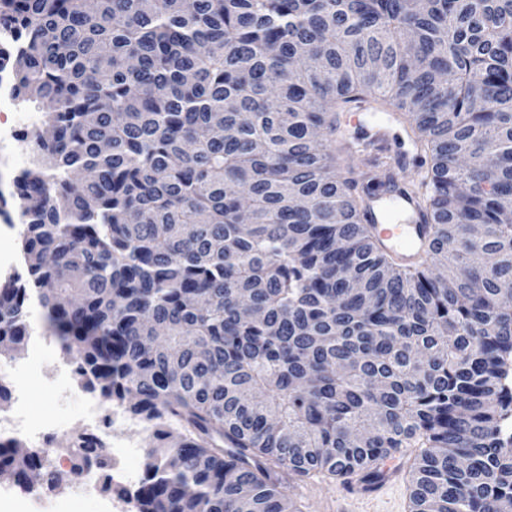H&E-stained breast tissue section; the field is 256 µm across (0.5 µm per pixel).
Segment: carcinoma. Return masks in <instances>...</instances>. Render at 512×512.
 <instances>
[{
  "instance_id": "obj_1",
  "label": "carcinoma",
  "mask_w": 512,
  "mask_h": 512,
  "mask_svg": "<svg viewBox=\"0 0 512 512\" xmlns=\"http://www.w3.org/2000/svg\"><path fill=\"white\" fill-rule=\"evenodd\" d=\"M1 28L43 107L23 265L77 382L155 441L137 512H296L285 480L372 485L408 448L411 512H512V0H0ZM368 96L430 155L412 269L337 161ZM1 473L63 487L14 439Z\"/></svg>"
}]
</instances>
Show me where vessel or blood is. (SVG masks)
Segmentation results:
<instances>
[{"label": "vessel or blood", "mask_w": 512, "mask_h": 512, "mask_svg": "<svg viewBox=\"0 0 512 512\" xmlns=\"http://www.w3.org/2000/svg\"><path fill=\"white\" fill-rule=\"evenodd\" d=\"M365 219L381 251L406 267L419 262L433 219L411 185L398 177L389 180L380 192L368 196Z\"/></svg>", "instance_id": "vessel-or-blood-1"}]
</instances>
